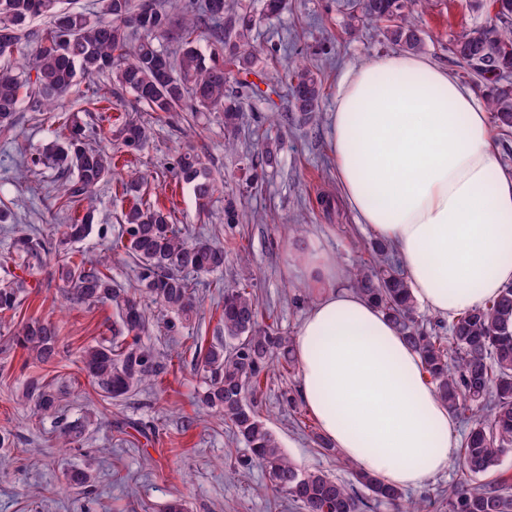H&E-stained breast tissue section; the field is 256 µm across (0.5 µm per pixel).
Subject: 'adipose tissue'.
<instances>
[{
    "label": "adipose tissue",
    "mask_w": 512,
    "mask_h": 512,
    "mask_svg": "<svg viewBox=\"0 0 512 512\" xmlns=\"http://www.w3.org/2000/svg\"><path fill=\"white\" fill-rule=\"evenodd\" d=\"M330 127L342 202L396 248L421 305L452 321L512 282V175L468 85L424 56L384 54L345 67ZM288 270L314 293L295 353L323 437L389 486L447 471L457 440L419 355L344 286L318 237L292 247Z\"/></svg>",
    "instance_id": "1"
}]
</instances>
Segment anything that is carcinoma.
<instances>
[{"label": "carcinoma", "mask_w": 512, "mask_h": 512, "mask_svg": "<svg viewBox=\"0 0 512 512\" xmlns=\"http://www.w3.org/2000/svg\"><path fill=\"white\" fill-rule=\"evenodd\" d=\"M414 0H352L347 7L361 24L382 29L384 38L409 53L424 48L418 28L408 20ZM494 16L464 31L451 53L487 91L488 110L502 135L512 132V0H493ZM48 22L42 35L32 21ZM258 18L228 0H202L175 19L163 0H102L101 15L60 6V0H0V58L19 52L24 42L35 44L22 67L0 69V128L15 125V116L30 98L45 110L58 107L79 77L107 76L112 85L132 91L157 119L173 112H222L228 132L225 148L239 147L240 113L257 91L242 84L243 91L226 88L228 72L253 69L257 46L252 32ZM66 30V38L58 35ZM207 30L219 51L204 54L196 34ZM140 33L133 44L129 32ZM163 34L176 45V57L157 48L153 37ZM289 89L288 120L308 124L320 111L324 78L301 63L286 66ZM122 149L142 152L148 141L146 127L133 120L118 130ZM261 148L265 164L276 162V152L263 146L261 128L253 142ZM46 156L63 174L74 179L62 185L58 208L69 210L92 197L102 183L115 176L112 152L86 142L83 126L73 120L67 134L46 147ZM174 176L193 190L199 208L207 206L214 184L203 159L192 151L181 154ZM122 252L133 260L145 294L168 312L187 318L195 309L197 282L193 274L220 273L224 269V244L207 238L190 239L158 207L134 203L122 212ZM93 216L78 224H65L53 242L19 237L14 253L22 258L54 261L61 288L74 305L112 304L120 327L112 340L84 346L79 369L103 398L128 395L160 372L162 355L142 341L149 331L151 312L135 294L114 286L109 274L110 256L103 254L79 262L71 244L88 237ZM354 288L373 302L395 324L410 348L419 354L428 386L448 411L468 418L471 428L460 448L462 482L448 493V512H512V480L496 479L478 486L471 482L496 468L503 454L512 451V285L484 306L460 316L445 336L420 323L409 280L391 246L372 243L359 267L349 272ZM20 290L0 288V313L19 307ZM262 307L244 277L224 288L220 325L224 338L195 348V370L203 374L199 400L206 409L224 415L244 454L228 450L230 469L260 468L267 480L264 491L274 502L291 501L301 512H374L386 504L393 512H428L429 503L405 500L402 489L381 483L357 465L351 484L320 470L306 469L292 461L262 420L256 401L269 371L288 373L298 366L294 337L284 336ZM59 326L45 319H29L8 338L11 345L28 352L33 360L49 366L58 361ZM22 397L41 413L59 407L58 394L44 380L26 381ZM88 421L79 418L64 424L57 439L62 448L83 440ZM67 483L85 489L94 482L92 463L71 467Z\"/></svg>", "instance_id": "carcinoma-1"}]
</instances>
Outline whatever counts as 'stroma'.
<instances>
[{"label":"stroma","instance_id":"35a3bbf8","mask_svg":"<svg viewBox=\"0 0 512 512\" xmlns=\"http://www.w3.org/2000/svg\"><path fill=\"white\" fill-rule=\"evenodd\" d=\"M238 3L262 18L253 32L256 45L272 36L284 38L292 59L309 66L333 64L320 112L299 130L286 118L284 61L258 57L250 80L269 93L271 101L259 104L257 112H244L238 131L240 142L251 141L257 116H264L265 136L277 149L276 164L264 168L258 185L247 186V162L241 152L224 148L223 113L175 112L160 122L129 91L121 92L115 108L95 106L92 98L111 90L101 76L79 80L56 110H39L23 102L14 129L0 130V202L11 214L7 223H0V286L20 288L22 298L18 310L0 314V345L21 321L32 317L61 326V356L53 366L36 364L21 348H0V434L11 440L10 447H0V512H166L174 499L182 500L184 512H296L271 504L261 490L265 477L260 468L237 474L226 469L224 455L236 442L222 415L205 412L194 402L202 377L194 369L191 348L215 338L222 306L217 284L238 278L245 266L252 272L254 292L272 310L279 330L287 336L296 334L306 307L299 304L297 281L288 273V248L295 239L317 234L342 269L360 261L363 246L373 235L338 197L329 114L343 67L391 53L394 47L376 27L349 32L348 17L337 10L336 0H287L282 13L271 19L262 16L263 0ZM486 16V7L477 0H430L428 7L416 8L415 23L426 43L424 56L471 83L450 45ZM68 114L78 115L95 147L101 143L100 131L119 117L143 123L150 142L135 161L147 178L143 203L168 210L171 223L189 234L219 236L227 253L222 276H198L197 310L190 320L171 330V313L153 308V329L144 341L175 357L161 384L116 400L100 397L78 368L81 347L111 337L119 324L116 309L108 303L70 304L50 267L28 269L11 248L22 235L55 238L60 225L71 221L72 215L58 210L56 203L64 175L50 165L31 163L61 131ZM188 148L205 160L216 183L203 210L192 190L176 182L172 172L179 151ZM230 195L242 202L241 220L233 225L224 221V199ZM321 195L330 198V209L318 206ZM127 206L117 196L114 182L102 183L94 199L93 232L76 244L77 255L91 257L111 249L122 233L121 213ZM40 376L61 398L58 414L38 415L21 400L25 380ZM298 386V373L271 371L257 399L261 418L290 458L351 482L349 469L316 450L306 428L312 415L291 410L283 402L282 393L297 392ZM77 417L89 422L81 445L59 447V426ZM87 459L94 463L93 486L86 492L69 488L65 470Z\"/></svg>","mask_w":512,"mask_h":512}]
</instances>
